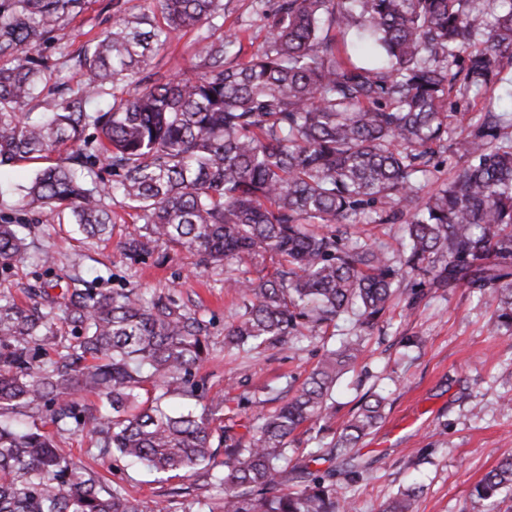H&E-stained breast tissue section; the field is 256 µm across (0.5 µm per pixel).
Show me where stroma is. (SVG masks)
<instances>
[{
  "label": "stroma",
  "instance_id": "stroma-1",
  "mask_svg": "<svg viewBox=\"0 0 512 512\" xmlns=\"http://www.w3.org/2000/svg\"><path fill=\"white\" fill-rule=\"evenodd\" d=\"M112 0H89L72 24L41 46L46 56L58 50L78 53L94 34L112 23ZM225 29L240 31L245 52H253L265 31L253 0H224ZM195 45L184 35L161 47L147 73L164 80L189 66ZM11 193L0 195V217L33 226L43 248L56 251L53 273L36 256L0 272V295L25 301L29 285L52 281L54 274L76 271L101 290L137 288L144 298L173 297L209 323L210 357L196 369L210 393L224 397V417L244 424L270 412L277 394L293 395L317 364L324 340L306 335L260 351H229L224 329L239 310L236 292L224 286L241 266L196 267L187 252H161L133 261L122 242L133 223L121 199H113L117 223L111 240H65L52 216L20 211ZM494 306L486 292L463 286L426 289L415 309L405 291L373 328L363 331L362 358L336 383L332 398L335 427H342L370 390L387 399L385 417L355 449L368 463L341 495L350 512H379L398 492L418 488L417 512H486L471 496L472 488L499 459L512 455V335L493 325ZM60 453L92 467L133 497L165 512H183L198 501L216 508L223 491L207 473L158 481L142 468L116 463L108 467L90 453L88 437L57 434Z\"/></svg>",
  "mask_w": 512,
  "mask_h": 512
}]
</instances>
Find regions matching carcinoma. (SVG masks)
I'll return each instance as SVG.
<instances>
[{
  "mask_svg": "<svg viewBox=\"0 0 512 512\" xmlns=\"http://www.w3.org/2000/svg\"><path fill=\"white\" fill-rule=\"evenodd\" d=\"M120 3L79 57L74 90L51 83L65 55L34 52L86 0H0V168L35 164L20 209L101 238L119 195L141 221L122 242L131 259L160 245L200 267L277 259L268 279L225 280L241 298L229 349L324 334L343 314L372 328L407 280L410 308L424 287L490 289L496 328L512 333V114L495 96L512 69V0H256L266 37L243 62L238 35L214 23L222 0H155L131 15ZM186 32L198 45L186 70L138 77ZM45 94V111H27ZM452 97L483 99L480 120L460 126ZM440 152L457 165L423 195ZM367 210L402 221L405 259L361 238L352 221ZM34 247L0 223L1 270ZM63 279L56 295L30 289L26 306L0 297V512H150L60 454L39 419L169 478L216 471L221 512H347L339 489L368 468L349 449L382 419L385 397L366 395L327 443L339 467L315 474L288 447L304 425L332 420L361 337L324 347L296 393L238 435L224 398L194 380L210 355L203 319L170 296ZM504 493L511 458L471 496L492 507ZM415 501L407 489L380 512H416Z\"/></svg>",
  "mask_w": 512,
  "mask_h": 512,
  "instance_id": "1",
  "label": "carcinoma"
}]
</instances>
